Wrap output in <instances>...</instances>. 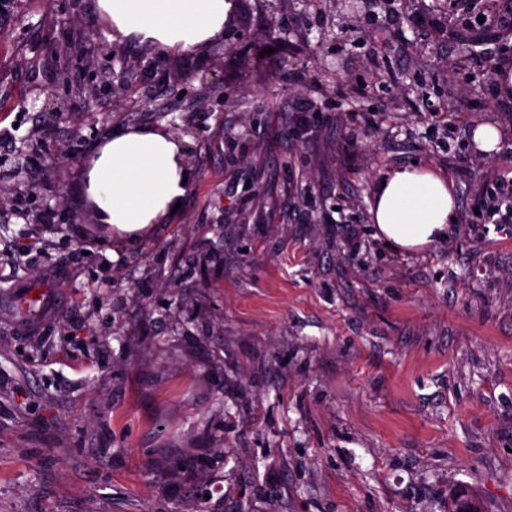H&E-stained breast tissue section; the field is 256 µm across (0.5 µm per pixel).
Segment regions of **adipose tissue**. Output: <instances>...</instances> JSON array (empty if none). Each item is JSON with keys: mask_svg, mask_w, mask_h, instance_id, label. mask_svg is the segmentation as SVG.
Returning a JSON list of instances; mask_svg holds the SVG:
<instances>
[{"mask_svg": "<svg viewBox=\"0 0 512 512\" xmlns=\"http://www.w3.org/2000/svg\"><path fill=\"white\" fill-rule=\"evenodd\" d=\"M116 41L140 39L198 52L224 33L233 0H98ZM182 143L162 128L136 127L107 139L83 170L86 194L116 238L144 239L185 195ZM451 180L427 167L403 168L378 186L369 213L377 238L398 252L446 239L456 212Z\"/></svg>", "mask_w": 512, "mask_h": 512, "instance_id": "obj_1", "label": "adipose tissue"}]
</instances>
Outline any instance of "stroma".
I'll return each instance as SVG.
<instances>
[{
    "label": "stroma",
    "instance_id": "1",
    "mask_svg": "<svg viewBox=\"0 0 512 512\" xmlns=\"http://www.w3.org/2000/svg\"><path fill=\"white\" fill-rule=\"evenodd\" d=\"M235 2L193 54L113 41L97 0L0 21V512H448L454 485L512 512V235L487 218L512 117L461 63L477 0H445L451 35L347 48L393 76L371 131L335 83L296 82L319 71L299 5ZM482 124L500 149L472 163ZM139 126L173 127L192 181L122 245L82 170ZM415 163L452 180L457 222L400 254L369 208ZM51 273L60 312L26 333L13 292Z\"/></svg>",
    "mask_w": 512,
    "mask_h": 512
}]
</instances>
